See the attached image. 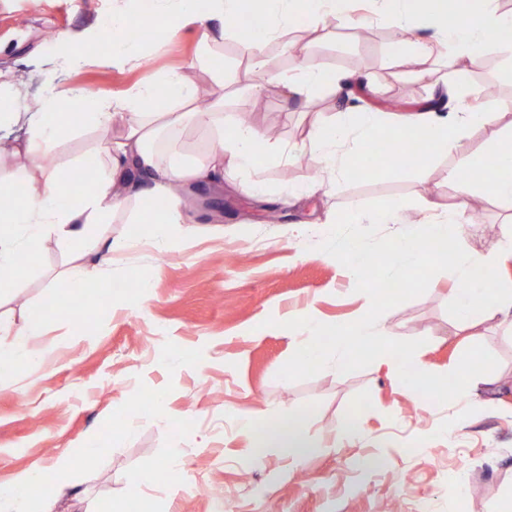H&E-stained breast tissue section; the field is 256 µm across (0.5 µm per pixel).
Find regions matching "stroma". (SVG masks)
I'll return each instance as SVG.
<instances>
[{
    "mask_svg": "<svg viewBox=\"0 0 512 512\" xmlns=\"http://www.w3.org/2000/svg\"><path fill=\"white\" fill-rule=\"evenodd\" d=\"M351 8L366 19L364 38L337 22L316 31L305 19L288 38L314 39L318 58L350 77L356 95L377 109L389 99L410 108L429 104L441 89L440 76L455 74L484 111L497 116L493 128L468 130L473 155L486 150L492 129H512V111L499 110L501 99L512 98V75L492 49L472 67L436 44L435 62L419 76L411 57L393 51L391 32L369 0H353ZM111 13L112 0H0V69L24 83L11 101L14 122L0 139L26 137L30 107L54 60ZM199 33L190 25L162 46H148L146 65H90L68 80L100 95L124 96L183 68ZM221 57L225 123L250 114L254 123L277 128V142L285 145L301 141L315 115L329 119L344 108L324 93L288 97L277 84L260 83L253 58L275 72L295 64L279 43L263 44L250 56L228 35ZM255 82L261 88L253 93L248 86ZM456 163L436 158L424 178L377 167L365 181L345 177L329 193L286 204L285 191L307 181L311 160L266 158L251 176L232 173L223 186H193L198 203L185 210V224L172 225L167 252H156L152 226L131 216L103 225L102 236L128 238L135 246L113 255L98 283L82 291L65 281L73 251L42 243L18 267L11 287L0 291V309L15 322H42L35 346L47 352L40 367L0 376V486L35 468L54 478L56 458L91 436L97 455L74 475L81 501L64 502L60 512L103 506L109 512H378L387 500L397 501L400 512H416L423 499L433 512H492L512 487V331L493 322L482 327L477 342L499 365L476 394L443 406L414 397L376 362L349 374L325 369L302 381L277 377L304 343L281 326L292 312L307 308L318 322L336 324L367 309L335 259L319 251L322 235L296 236L289 225L343 219L398 197L451 204L456 190L447 174ZM251 178L268 185V197L244 191ZM482 200L484 221L467 243L487 253L512 236V211L490 195ZM273 210L281 222H268ZM451 286L450 274L439 273L423 295L385 314L405 339L422 340L417 356L436 374L449 373L472 343L454 326ZM67 300V313L54 311ZM270 317L276 326H266ZM265 413L306 420L314 448L299 466H289L276 449L255 457L239 433L241 418ZM119 419L131 423V431H114ZM348 419L358 422L361 441L333 447L334 431ZM174 457L183 479L161 470ZM149 465L158 469L155 479L133 485ZM456 476L467 487L459 501L448 494Z\"/></svg>",
    "mask_w": 512,
    "mask_h": 512,
    "instance_id": "35a3bbf8",
    "label": "stroma"
}]
</instances>
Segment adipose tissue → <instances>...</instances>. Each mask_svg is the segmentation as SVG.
Masks as SVG:
<instances>
[{
	"label": "adipose tissue",
	"mask_w": 512,
	"mask_h": 512,
	"mask_svg": "<svg viewBox=\"0 0 512 512\" xmlns=\"http://www.w3.org/2000/svg\"><path fill=\"white\" fill-rule=\"evenodd\" d=\"M385 2L382 19L393 33L394 46L413 45L421 54H428L433 42L417 37L413 28L414 22L424 21L435 26L436 40L448 44L468 65H478L484 47L490 45L512 69V13L499 12L489 0L478 9L472 0ZM349 4L350 0H206L201 6L197 0H146L145 13L158 20L155 43L166 42L187 25L197 23L201 26L197 54L187 70L163 73L118 99L82 87L49 83L27 137L0 148V198L11 200L10 206L0 207V268L13 266L20 255L32 253L52 235L65 245H81L95 255L92 264L74 259L66 272L71 288L91 287L100 264L129 246L128 241L102 237L99 227L146 197L165 202L161 212L139 216L138 221L153 225L152 247L159 252L166 250L169 226L181 221L179 211L186 186L201 181L223 184L229 169L252 173L257 158L275 150L260 126L224 122V75L214 71L213 61L218 44L224 40L227 20L252 17L251 25L234 32L241 50L249 52L259 44L282 40L304 17L316 21L331 18L362 27L363 19L353 18ZM129 19L126 7L113 9L111 19L92 36L93 42L108 45L109 53L93 56L78 43L71 56L54 62V71L111 61L141 65L145 59L141 43L122 35ZM255 68L262 80L279 84L290 95L309 98L344 91L341 77L311 57L303 58L289 75L266 71L260 62ZM194 70L211 74L213 91L204 108L198 104L199 90L190 76ZM444 89L448 102L440 111L377 112L361 108L344 110L329 122L314 119L306 137L295 147L296 152L309 155L313 172L306 185L289 187L288 194L298 197L305 190L320 189L351 175L361 148L378 137L401 141L424 134L427 149L412 162V170L423 176L435 157L461 158V165L448 170V182L457 188L461 199L444 210L435 201L423 200L429 218L393 240L392 269L399 272L417 267L426 256L435 255L437 245H447L446 265L454 279L458 325L474 329L491 320L512 322V289L502 287L497 278L500 258L512 257V238L501 241L493 255L462 245L471 227L467 213L473 198L489 193L512 207V134L493 130L486 153L472 156L468 130L491 127L494 117L469 103L463 85L448 83ZM79 125L98 133L90 152L100 164L101 175L72 202L60 189V169L46 164L45 159L53 145L67 139ZM190 128L199 131L205 146L203 156L195 161L186 160L177 146ZM40 333L36 324L1 326L0 371L21 364L39 365L41 353L33 348L32 341ZM306 429L298 416L264 434L258 433L256 419L246 417L240 424L241 433L255 448L282 449L295 462L308 452ZM94 457L95 442L89 439L57 460V478L47 480L32 471L18 477L10 487H0V512H57L61 500L71 493L69 474L87 467Z\"/></svg>",
	"instance_id": "1"
}]
</instances>
